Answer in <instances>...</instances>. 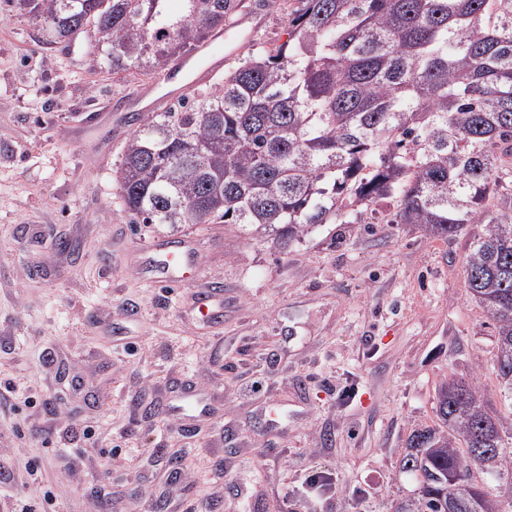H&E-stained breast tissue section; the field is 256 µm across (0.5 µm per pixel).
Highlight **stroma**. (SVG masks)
Returning a JSON list of instances; mask_svg holds the SVG:
<instances>
[{
  "label": "stroma",
  "instance_id": "stroma-1",
  "mask_svg": "<svg viewBox=\"0 0 512 512\" xmlns=\"http://www.w3.org/2000/svg\"><path fill=\"white\" fill-rule=\"evenodd\" d=\"M287 30L284 0H244L224 71ZM91 50L0 9V499L39 486L46 512H93L108 492L112 512H301L317 468L336 481L319 512H392L417 491L401 459L442 380L478 381L512 413L464 238L318 224L284 248L233 224L133 223L115 182L133 122L87 111L168 83L113 75ZM177 236L196 267L156 282L157 246ZM216 284L206 325L192 296Z\"/></svg>",
  "mask_w": 512,
  "mask_h": 512
}]
</instances>
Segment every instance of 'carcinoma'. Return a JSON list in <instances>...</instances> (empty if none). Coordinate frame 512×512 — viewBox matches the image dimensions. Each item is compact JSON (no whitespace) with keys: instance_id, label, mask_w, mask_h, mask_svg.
Wrapping results in <instances>:
<instances>
[{"instance_id":"carcinoma-1","label":"carcinoma","mask_w":512,"mask_h":512,"mask_svg":"<svg viewBox=\"0 0 512 512\" xmlns=\"http://www.w3.org/2000/svg\"><path fill=\"white\" fill-rule=\"evenodd\" d=\"M5 0L47 38L94 34L113 74L152 72L224 28L242 0ZM139 224H241L287 244L317 224L468 235L466 292L495 324L512 401V0H288V39L210 91L145 112L116 177ZM438 424L402 459L393 512H502L512 431L476 381L436 390Z\"/></svg>"}]
</instances>
